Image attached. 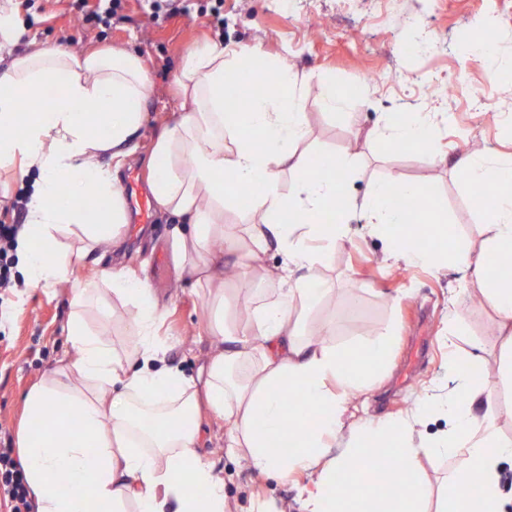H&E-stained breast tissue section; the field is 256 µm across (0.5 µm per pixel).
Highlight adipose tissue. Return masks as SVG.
I'll return each instance as SVG.
<instances>
[{
    "mask_svg": "<svg viewBox=\"0 0 512 512\" xmlns=\"http://www.w3.org/2000/svg\"><path fill=\"white\" fill-rule=\"evenodd\" d=\"M265 64L261 46L225 56L208 42L189 48L174 79L183 92L182 114L156 138L149 190L161 211L186 221L175 228L173 254L180 275L224 304V279L248 287L269 249L283 257L275 298L231 327L212 322L219 349L196 374L166 367L170 348L158 334L164 312L148 283L121 265L97 282L78 285L67 324L68 346L55 367L24 396L28 417L41 431L24 430L21 448L26 485L37 512H228L224 481L197 450L199 415L227 422L224 449L246 460L263 479L313 473L300 487L304 512H467L480 497L483 512H506L499 463L512 457L493 407L498 379L485 374L478 355L455 351L464 334L450 319L444 336L456 381L446 398L425 395L399 418H355L358 396L383 367L391 338L380 335L362 348L339 349L299 332L294 304L312 308L328 292L316 267L348 240L354 207L350 154H336L334 170L313 173L296 147L308 136L299 93L287 67L276 66L274 91L247 107L228 103L227 85L242 59ZM62 78L63 91L43 107L24 109L30 91ZM0 170L32 177L17 255L27 287L73 282L74 267L98 250L120 252L129 222L116 171L100 164L119 157L145 119L152 79L133 52L104 48L76 55L50 43H31L0 71ZM437 127L426 112L389 116L388 145L430 150ZM471 185L494 186L484 245L474 252L444 241L424 242L410 213L390 203L394 192L414 198L421 216L434 217L430 192L410 182L372 185L365 201L372 233L390 242L393 264L472 271L480 295L512 331V277L496 275L500 255L512 253V154L459 153L453 160ZM292 192H284L283 172ZM249 195L253 222L241 258L227 262L224 203ZM332 213L331 223L319 217ZM79 227L81 245L60 235ZM116 300L129 311L131 347L117 352L94 333L88 310ZM295 391L316 420L287 411L281 389ZM446 417L447 431L428 436L423 422ZM346 434L341 454H331ZM453 458L439 489L419 469L420 457ZM392 459L386 494L375 485L374 464Z\"/></svg>",
    "mask_w": 512,
    "mask_h": 512,
    "instance_id": "adipose-tissue-1",
    "label": "adipose tissue"
}]
</instances>
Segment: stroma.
I'll use <instances>...</instances> for the list:
<instances>
[{"label": "stroma", "instance_id": "35a3bbf8", "mask_svg": "<svg viewBox=\"0 0 512 512\" xmlns=\"http://www.w3.org/2000/svg\"><path fill=\"white\" fill-rule=\"evenodd\" d=\"M111 24L84 23L73 0H12L32 18L31 36L81 55L110 46L137 53L153 79L146 120L122 161L120 179L133 172L148 177L147 166L161 129L179 115L173 82L184 50L204 41L239 51L262 45L267 55L296 74L302 109L311 131L302 156L351 151L357 165L350 180L356 200L372 182L401 179L433 193L438 213L456 229L458 243L472 250L483 244V214L466 205L471 191L462 174L445 163L467 151L486 155L512 150L505 116L512 115V0H117ZM495 30L501 61L492 76L488 57L475 49L469 33ZM322 84L348 98L338 109L325 107ZM420 109L439 127L431 151H393L375 137L389 114ZM175 217L152 209L151 222L131 219L121 254L99 251L74 270L90 280L114 262L146 279L168 315L160 327L172 340L170 365L186 374L218 348L203 325L210 314L201 289L179 281L172 256ZM350 238L317 267L331 290L301 320L306 333L332 325L331 343L357 349L377 334L396 342L383 373L356 401L362 419L395 418L409 412L426 389L444 396L455 386L448 370L442 329L449 314L466 328L460 351L479 350L483 367L497 375L505 351L493 310L475 305L479 290L469 271L393 266L385 261L388 243L370 232L361 208L349 216ZM72 291L63 284L0 293V427L18 433L26 418L23 397L52 369L66 347L65 327ZM226 423L201 412L197 446L224 479L232 512H301L299 488L310 475L259 480L244 459L224 451Z\"/></svg>", "mask_w": 512, "mask_h": 512}]
</instances>
